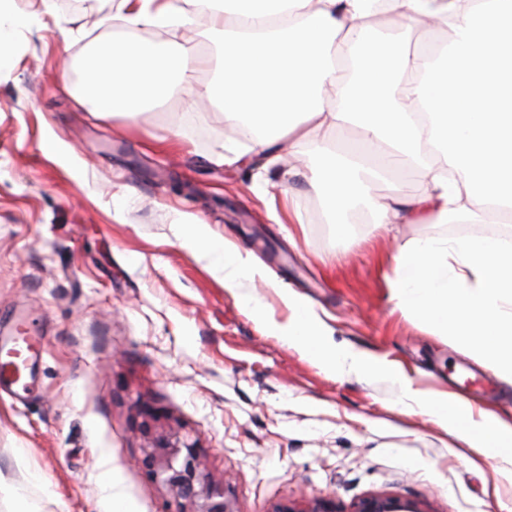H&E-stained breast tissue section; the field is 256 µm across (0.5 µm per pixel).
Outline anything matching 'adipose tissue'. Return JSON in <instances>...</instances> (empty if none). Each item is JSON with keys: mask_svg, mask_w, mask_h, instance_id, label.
<instances>
[{"mask_svg": "<svg viewBox=\"0 0 512 512\" xmlns=\"http://www.w3.org/2000/svg\"><path fill=\"white\" fill-rule=\"evenodd\" d=\"M215 48L191 39L155 44L108 39L79 63L81 79L61 85L86 110L136 114L180 88L189 103L205 100L224 119L248 125L251 151L277 163L285 141H311L308 172L333 214L367 199L377 224H445L466 215L487 224L512 222V0H384L387 13L412 28L434 23L451 30L448 45L410 48L379 42L371 0H204ZM124 26L183 27L190 18L174 0H120ZM16 0H0V70L11 45L30 29ZM210 72L200 82L201 72ZM357 129L343 156L327 135ZM423 167L417 198L372 197V181L394 165ZM189 241L224 272V285L266 281L249 253L216 246L197 220ZM406 316L475 353L512 380V242L498 236L409 239L399 243L384 274ZM291 315L272 331L330 371L382 370L381 361L325 344V328L298 295L286 293ZM404 395L443 419L477 453L492 454L512 476V422L473 413L464 400L429 401L403 382Z\"/></svg>", "mask_w": 512, "mask_h": 512, "instance_id": "obj_1", "label": "adipose tissue"}]
</instances>
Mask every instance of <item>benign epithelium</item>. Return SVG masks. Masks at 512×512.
Here are the masks:
<instances>
[{"mask_svg": "<svg viewBox=\"0 0 512 512\" xmlns=\"http://www.w3.org/2000/svg\"><path fill=\"white\" fill-rule=\"evenodd\" d=\"M142 464L169 497L174 506L170 512H234L225 488L210 480L197 443L179 433L151 438ZM353 512H398V506L387 498L370 497L358 502Z\"/></svg>", "mask_w": 512, "mask_h": 512, "instance_id": "7a95c632", "label": "benign epithelium"}]
</instances>
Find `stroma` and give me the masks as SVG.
I'll use <instances>...</instances> for the list:
<instances>
[{
  "instance_id": "1",
  "label": "stroma",
  "mask_w": 512,
  "mask_h": 512,
  "mask_svg": "<svg viewBox=\"0 0 512 512\" xmlns=\"http://www.w3.org/2000/svg\"><path fill=\"white\" fill-rule=\"evenodd\" d=\"M115 0H54L0 72V337L27 323L43 346L36 389L0 395V512H164L143 468L149 435L196 441L236 512L299 502L352 512L362 499L404 512H512V480L492 456L404 397L459 396L512 416V381L395 309L383 263L416 237L512 235L507 224H400L378 229L364 205L337 232L298 165L271 170L218 110L176 95L135 116L86 111L55 81L96 42L203 40L190 28L109 24ZM181 136L160 145L170 128ZM70 154L60 163L45 147ZM245 150L233 165L213 158ZM419 169L393 168L377 196L414 198ZM300 223H288L289 211ZM203 220L215 241L249 250L268 285L253 293L286 323L285 291L303 297L348 350L393 373H336L271 334L186 239Z\"/></svg>"
}]
</instances>
